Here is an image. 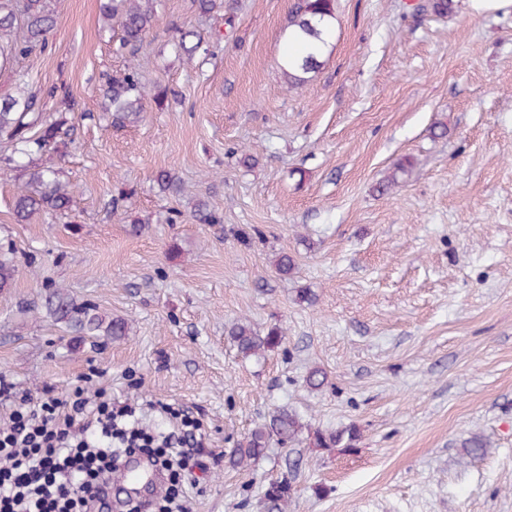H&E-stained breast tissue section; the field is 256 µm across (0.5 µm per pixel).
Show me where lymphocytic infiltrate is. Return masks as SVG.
Segmentation results:
<instances>
[{
	"label": "lymphocytic infiltrate",
	"mask_w": 512,
	"mask_h": 512,
	"mask_svg": "<svg viewBox=\"0 0 512 512\" xmlns=\"http://www.w3.org/2000/svg\"><path fill=\"white\" fill-rule=\"evenodd\" d=\"M163 411L175 425L154 435L138 426L133 406L114 403L103 387L89 397L47 385L37 398L20 397L0 427V512H94L91 489L134 448L148 450L171 481L157 512H190L186 485L203 435L188 412Z\"/></svg>",
	"instance_id": "1"
}]
</instances>
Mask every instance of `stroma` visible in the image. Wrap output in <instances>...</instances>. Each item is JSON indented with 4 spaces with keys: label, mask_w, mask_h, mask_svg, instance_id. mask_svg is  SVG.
Listing matches in <instances>:
<instances>
[{
    "label": "stroma",
    "mask_w": 512,
    "mask_h": 512,
    "mask_svg": "<svg viewBox=\"0 0 512 512\" xmlns=\"http://www.w3.org/2000/svg\"><path fill=\"white\" fill-rule=\"evenodd\" d=\"M417 2L337 0L321 66L296 92L278 68L295 0H224L218 20L161 0L141 53L176 98L115 129L100 88L125 66L121 32L100 0H65L45 47L0 72V96L21 71L48 112V91H68L76 139L42 156L74 190L69 216L16 223L15 174L0 169V243L18 267L0 290V377L34 396L98 368L147 431L170 428L163 403L201 418L194 512H266L289 456L288 512H512V8L457 0L438 17ZM181 27L209 46L190 63L171 49ZM162 170L184 195L160 192ZM201 202L222 223H197ZM50 282L128 319L129 336L57 320ZM240 318L280 325L282 347L241 358L226 336ZM313 367L322 389L304 382ZM283 406L326 432L356 426L354 448L273 442L230 468ZM474 435L484 448L465 455Z\"/></svg>",
    "instance_id": "35a3bbf8"
}]
</instances>
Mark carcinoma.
Instances as JSON below:
<instances>
[{"label": "carcinoma", "mask_w": 512, "mask_h": 512, "mask_svg": "<svg viewBox=\"0 0 512 512\" xmlns=\"http://www.w3.org/2000/svg\"><path fill=\"white\" fill-rule=\"evenodd\" d=\"M199 17L209 19L224 9V0H194ZM62 0H0V68L12 58L24 57L44 46L54 27ZM158 0H103L100 11L108 26L121 30L117 51L129 54L125 69L106 78L102 85L111 125L121 127L141 120L148 101L161 105L168 90L149 85L143 75L144 59L138 56L143 40L153 27ZM336 20V0H297L290 14L289 27L295 29V44L288 48L280 69L287 79L288 89L306 86L308 74L320 66L327 47L319 25ZM194 32L179 29L173 41L176 52L192 61L202 48V42H192ZM17 94L0 98V137L7 140L11 154L4 157L7 165L18 172L13 212L16 223L27 224L36 215L64 213L73 204L69 185L60 179V171L40 163V157L50 147L66 144L70 136L67 113L68 96H63L53 112H41L35 95L26 89L24 76H18ZM163 192L179 193L182 185L174 175L162 171L156 176ZM17 266L12 248H0V289L9 287L15 279ZM47 305L58 319H65L81 329L98 336L120 340L129 335L131 327L122 317L106 322L88 316L90 305L74 306L60 289L53 290ZM227 334L245 359L259 357L283 345L284 332L279 326L267 332L258 331L249 321L238 320L227 328ZM312 438L317 448H352L359 431L353 425L325 433L312 429L311 423L299 413L286 407L272 412L268 421L254 428L228 457V464L237 469L250 467L264 457L269 441L277 437L285 445L301 442L303 436ZM292 484L290 473L271 482L265 496L272 506L283 512L288 507Z\"/></svg>", "instance_id": "obj_1"}]
</instances>
